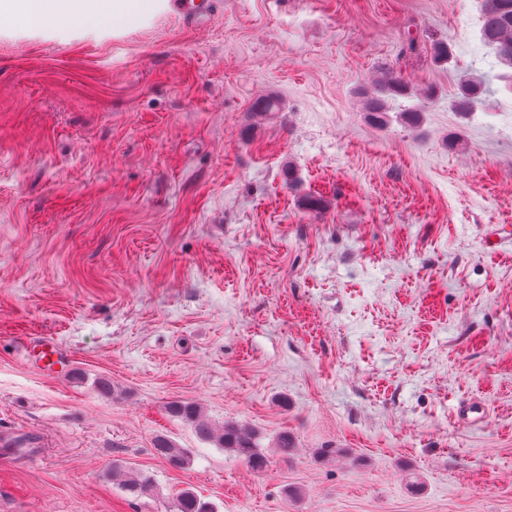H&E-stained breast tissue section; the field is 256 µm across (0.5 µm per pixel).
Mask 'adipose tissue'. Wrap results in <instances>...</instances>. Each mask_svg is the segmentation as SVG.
<instances>
[{
  "label": "adipose tissue",
  "instance_id": "1",
  "mask_svg": "<svg viewBox=\"0 0 512 512\" xmlns=\"http://www.w3.org/2000/svg\"><path fill=\"white\" fill-rule=\"evenodd\" d=\"M120 6L119 0H0V16L26 24L46 23L55 15L63 14L78 24L91 23L111 17Z\"/></svg>",
  "mask_w": 512,
  "mask_h": 512
}]
</instances>
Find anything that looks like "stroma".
Instances as JSON below:
<instances>
[{
    "mask_svg": "<svg viewBox=\"0 0 512 512\" xmlns=\"http://www.w3.org/2000/svg\"><path fill=\"white\" fill-rule=\"evenodd\" d=\"M165 2L0 18V512H512V69L481 0H223L204 30ZM386 71L409 94L380 125ZM45 338L66 372L27 357ZM407 85L398 76L388 74L378 80L374 92L367 97L366 112L372 121L384 124L387 118L389 100L406 95ZM168 412L193 425L202 439L214 442L219 448L231 452L251 468L263 470L267 466L268 461L259 448L255 436L238 424L225 423L215 429L202 419L200 406L194 402L173 401L168 406ZM155 454L173 468H183L189 461L187 449L178 448L164 436H157L153 443ZM123 489L134 499L148 495L153 491V480L146 472L131 469L123 480ZM171 512H217L216 506L189 490L179 492L168 506Z\"/></svg>",
    "mask_w": 512,
    "mask_h": 512,
    "instance_id": "35a3bbf8",
    "label": "stroma"
}]
</instances>
